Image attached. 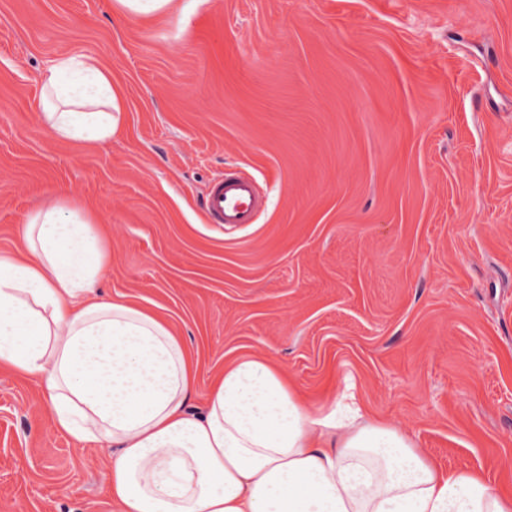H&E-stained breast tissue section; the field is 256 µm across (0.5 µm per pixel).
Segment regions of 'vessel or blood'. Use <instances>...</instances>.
<instances>
[{"label":"vessel or blood","instance_id":"b4317fda","mask_svg":"<svg viewBox=\"0 0 512 512\" xmlns=\"http://www.w3.org/2000/svg\"><path fill=\"white\" fill-rule=\"evenodd\" d=\"M268 197L256 182L233 170L214 177L203 197L207 224L217 228L255 223Z\"/></svg>","mask_w":512,"mask_h":512}]
</instances>
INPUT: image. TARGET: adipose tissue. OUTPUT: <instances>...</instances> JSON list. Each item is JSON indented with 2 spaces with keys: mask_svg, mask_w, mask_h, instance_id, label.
<instances>
[{
  "mask_svg": "<svg viewBox=\"0 0 512 512\" xmlns=\"http://www.w3.org/2000/svg\"><path fill=\"white\" fill-rule=\"evenodd\" d=\"M42 106L63 141L123 126V92L91 56L49 66ZM109 234L51 197L0 251V373L31 383L57 432L103 459L108 512H512V494L440 470L352 388L312 402L258 352L202 368L171 317L98 292Z\"/></svg>",
  "mask_w": 512,
  "mask_h": 512,
  "instance_id": "obj_1",
  "label": "adipose tissue"
}]
</instances>
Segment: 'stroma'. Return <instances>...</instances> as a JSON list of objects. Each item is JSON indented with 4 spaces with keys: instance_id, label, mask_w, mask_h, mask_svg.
I'll return each mask as SVG.
<instances>
[{
    "instance_id": "stroma-1",
    "label": "stroma",
    "mask_w": 512,
    "mask_h": 512,
    "mask_svg": "<svg viewBox=\"0 0 512 512\" xmlns=\"http://www.w3.org/2000/svg\"><path fill=\"white\" fill-rule=\"evenodd\" d=\"M0 0V250L48 195L112 227L102 293L156 302L202 366L262 351L354 383L439 468L512 493V0ZM91 55L123 130L57 139L40 89ZM256 223L207 227L220 171ZM108 471L0 374V512H106ZM113 7L119 14H132L151 18L173 13L178 9L177 0H114ZM267 202L268 196L253 179L228 169L211 180L203 197V211L207 224L224 229L255 223Z\"/></svg>"
}]
</instances>
